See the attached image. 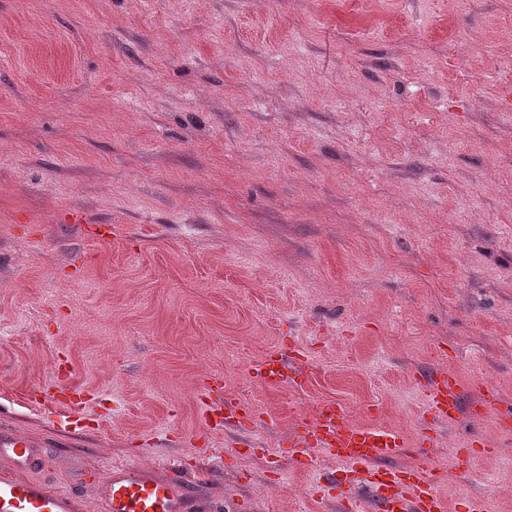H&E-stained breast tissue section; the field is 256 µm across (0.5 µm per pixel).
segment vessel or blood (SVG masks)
Masks as SVG:
<instances>
[{
	"label": "vessel or blood",
	"mask_w": 512,
	"mask_h": 512,
	"mask_svg": "<svg viewBox=\"0 0 512 512\" xmlns=\"http://www.w3.org/2000/svg\"><path fill=\"white\" fill-rule=\"evenodd\" d=\"M303 374V369H289L283 358L271 356L255 370L258 381L273 387ZM425 387L437 417L454 421L463 407L460 377L443 371L426 377ZM405 451L398 432L351 424L332 403L304 422L289 448L291 458L306 469L316 468L326 454L352 467L372 469L369 492L377 512H443L438 482L427 460L394 466V459ZM42 455V449L22 436L0 435V458L15 470L14 475L0 477V512H73L76 492H60L30 478ZM95 491L104 512H204L206 508L182 476H158L139 466L113 468L96 481Z\"/></svg>",
	"instance_id": "b4317fda"
}]
</instances>
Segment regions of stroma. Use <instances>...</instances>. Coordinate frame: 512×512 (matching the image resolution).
Segmentation results:
<instances>
[{"mask_svg":"<svg viewBox=\"0 0 512 512\" xmlns=\"http://www.w3.org/2000/svg\"><path fill=\"white\" fill-rule=\"evenodd\" d=\"M508 88L512 0H0V432L60 490L177 467L221 512H342L343 464L287 453L333 402L446 512H512V418L478 406H512ZM300 351L302 385L254 379ZM60 353L75 428L28 395ZM448 369L451 423L419 384Z\"/></svg>","mask_w":512,"mask_h":512,"instance_id":"stroma-1","label":"stroma"}]
</instances>
